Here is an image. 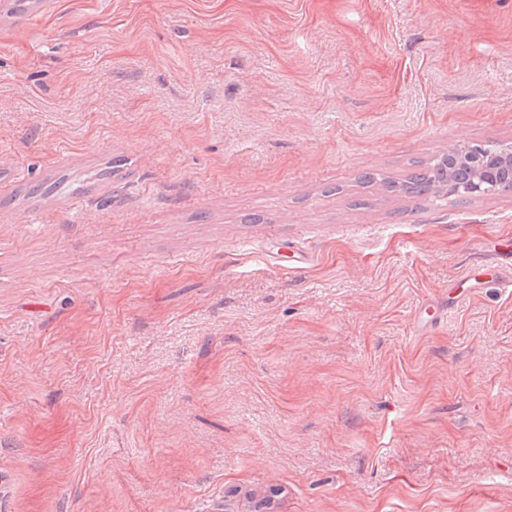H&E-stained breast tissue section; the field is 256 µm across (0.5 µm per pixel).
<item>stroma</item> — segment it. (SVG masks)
Returning a JSON list of instances; mask_svg holds the SVG:
<instances>
[{"instance_id": "obj_1", "label": "stroma", "mask_w": 512, "mask_h": 512, "mask_svg": "<svg viewBox=\"0 0 512 512\" xmlns=\"http://www.w3.org/2000/svg\"><path fill=\"white\" fill-rule=\"evenodd\" d=\"M510 140L512 0H0V512H512ZM500 153L492 156L491 166H482L476 171L475 182L471 186L472 193L482 196H492L497 193V177L512 174V143L501 142ZM501 182H508V178H498ZM476 158L459 157L453 153H444L432 161L424 172L413 175L408 184L403 186L407 193L418 196H432L441 193L448 186L461 187V192L453 194L462 197L474 196L463 191V187L470 183L474 172ZM469 288L483 289L494 286L504 291L512 292V254L497 252L496 258L471 269L466 277Z\"/></svg>"}]
</instances>
